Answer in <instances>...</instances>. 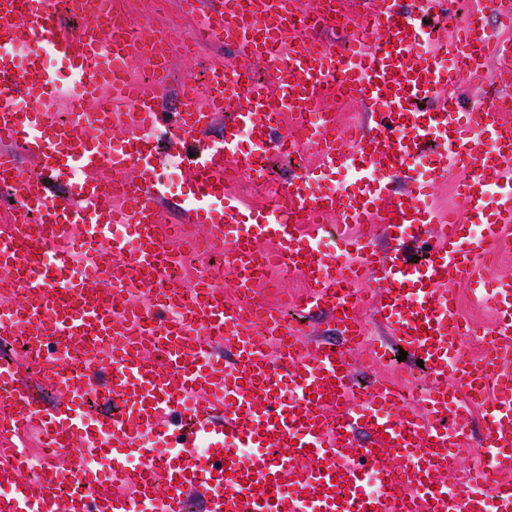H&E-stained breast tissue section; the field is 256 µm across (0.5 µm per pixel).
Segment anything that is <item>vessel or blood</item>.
Masks as SVG:
<instances>
[{
	"label": "vessel or blood",
	"mask_w": 512,
	"mask_h": 512,
	"mask_svg": "<svg viewBox=\"0 0 512 512\" xmlns=\"http://www.w3.org/2000/svg\"><path fill=\"white\" fill-rule=\"evenodd\" d=\"M79 2L87 21L70 29L60 0H0V43L9 47L0 53V188L22 212L0 231V286L22 294L0 303V342L25 338L22 364H0V481L10 486L0 512H185L194 493L206 512H483L482 496L450 494L439 477L451 450L463 445L473 398L484 406L480 445L489 451L474 483H484L487 468L512 469V280L491 284L485 300L496 320L478 333L459 319L451 288L479 275L488 251L512 246V122L504 117L512 105V40L494 38L484 12L474 11L443 44L399 0H376L358 13L338 49L304 35L289 40L296 0H248L245 9L204 15L203 35L234 39L247 55L266 59L268 79L242 86L217 65L204 82V103L190 94L180 99L169 151L196 148V205L185 222L166 224L153 132L165 118L168 66L155 60L154 82L143 88L129 80L127 64L145 45L165 49L171 35L134 31L116 0ZM49 55L74 76L65 126L27 101L35 91L46 100L62 91L45 64ZM450 57L471 71L497 62L498 95L463 105L453 93L458 71L447 65ZM328 97L371 102L374 111L353 140L337 143L331 112L309 128L310 113ZM238 98L244 111L225 124L223 138H211L225 103ZM127 120L137 134L105 150L104 132ZM288 123L303 132L319 169L353 170L362 187L347 201L310 189L302 176L262 218L242 220L238 199L225 192L230 169L261 185L268 175L237 158L239 132L248 128L262 147L285 151L289 142L277 131ZM433 136L442 144L424 180L414 171ZM111 168L131 175L105 177ZM438 180L456 181L463 220L422 206ZM494 188L500 198L490 213ZM112 198L121 207L102 210ZM331 215L370 228L345 239L335 261L314 243ZM116 224L131 226L139 249L113 238ZM191 224L210 225L212 242L229 243L234 298H225L209 270L191 289L167 283L182 256L172 241H188ZM380 239L390 243L382 253ZM412 245L426 253L423 266L407 256ZM79 254L111 273L107 287L88 286ZM275 265L308 281L299 309L327 315L354 346V283L373 273L378 316L432 378L424 414L406 411V395L390 383L356 386L349 358L335 346L305 353L295 341L299 328L258 296ZM131 281L152 284V306L131 302ZM48 315L50 337L40 333ZM473 334L485 349L466 361L461 341ZM56 338L71 344L73 360L52 356ZM159 344L166 351L157 361L150 353ZM26 366L61 386L66 400L42 404L22 379ZM104 371L117 411L92 427L84 389ZM33 422L45 446L76 443L99 455L132 448L145 464L136 471L113 465L104 480L91 469L48 463L26 478L27 458L3 442ZM149 436L170 443L175 458H154ZM203 439L218 449L205 472L192 462ZM242 447L261 453L244 460ZM371 476L381 491L368 497L362 488Z\"/></svg>",
	"instance_id": "obj_1"
}]
</instances>
